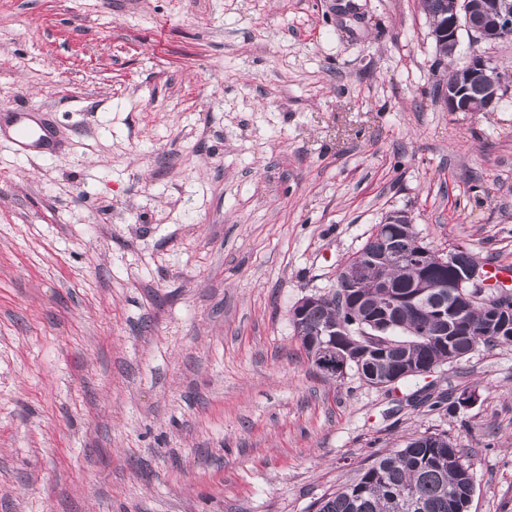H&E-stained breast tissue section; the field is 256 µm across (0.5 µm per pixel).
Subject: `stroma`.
I'll list each match as a JSON object with an SVG mask.
<instances>
[{
	"label": "stroma",
	"mask_w": 512,
	"mask_h": 512,
	"mask_svg": "<svg viewBox=\"0 0 512 512\" xmlns=\"http://www.w3.org/2000/svg\"><path fill=\"white\" fill-rule=\"evenodd\" d=\"M443 80L419 0H0V512H316L426 431L512 512V345L376 388L289 317L393 211L512 264V91ZM32 121L31 112H14V141L26 149L41 143V136L38 135L37 128Z\"/></svg>",
	"instance_id": "obj_1"
}]
</instances>
